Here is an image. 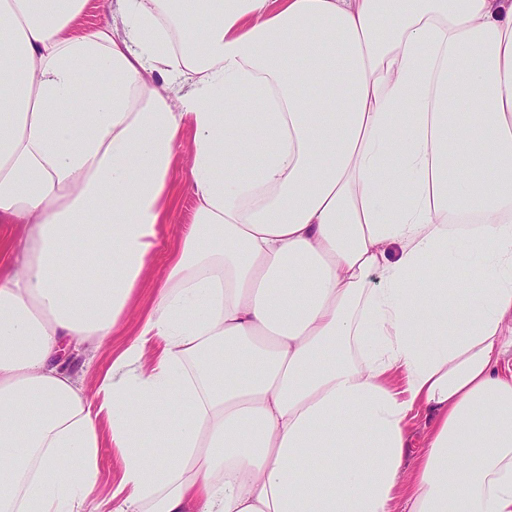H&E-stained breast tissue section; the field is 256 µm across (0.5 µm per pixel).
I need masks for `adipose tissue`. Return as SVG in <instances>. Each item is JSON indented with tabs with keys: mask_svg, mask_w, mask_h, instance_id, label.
<instances>
[{
	"mask_svg": "<svg viewBox=\"0 0 512 512\" xmlns=\"http://www.w3.org/2000/svg\"><path fill=\"white\" fill-rule=\"evenodd\" d=\"M87 3L0 0V512H100L106 438L111 512H512V0ZM116 1L109 0H89L88 6L81 19V26L77 27L74 32L81 33L85 30L94 28L106 20H110L113 11L116 9ZM192 137L191 130L185 129L182 152L171 176L168 220L160 227L159 244L150 262V271L139 288L137 302L130 308L109 342L95 352L91 370L86 371L84 365L89 354L72 352L68 357L71 372L83 381L88 392L93 389L96 373L106 370L112 363V356L117 355L136 334L141 316L153 305L156 286L163 276L170 254L177 248L188 225L192 223L195 199L188 190ZM23 235V230L21 226L15 224H0V242H1V257H0V271L2 274H6L10 264L14 258L12 254L7 256L4 254V246L5 244H14L17 242ZM121 474V460L116 448H113L109 439L102 442L100 448V470L96 481V494L102 498H107L112 485L116 483Z\"/></svg>",
	"mask_w": 512,
	"mask_h": 512,
	"instance_id": "obj_1",
	"label": "adipose tissue"
}]
</instances>
